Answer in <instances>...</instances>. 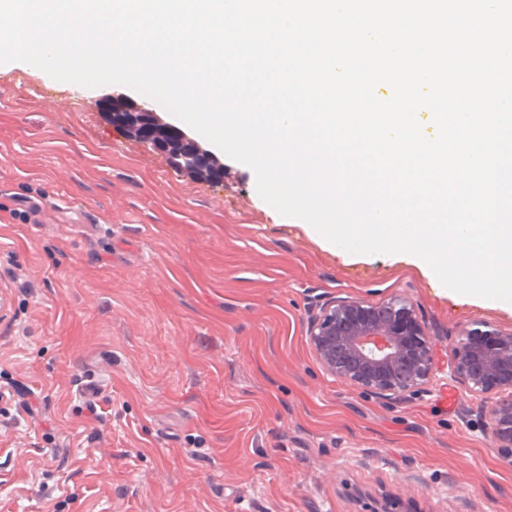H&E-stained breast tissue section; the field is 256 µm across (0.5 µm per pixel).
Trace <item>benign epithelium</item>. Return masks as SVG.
<instances>
[{
	"instance_id": "1",
	"label": "benign epithelium",
	"mask_w": 512,
	"mask_h": 512,
	"mask_svg": "<svg viewBox=\"0 0 512 512\" xmlns=\"http://www.w3.org/2000/svg\"><path fill=\"white\" fill-rule=\"evenodd\" d=\"M308 332L317 362L341 382L387 403L429 390L434 342L405 295L376 304L336 297L320 306ZM448 371L474 398L491 446L512 461V329H463Z\"/></svg>"
}]
</instances>
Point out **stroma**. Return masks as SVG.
<instances>
[{
    "mask_svg": "<svg viewBox=\"0 0 512 512\" xmlns=\"http://www.w3.org/2000/svg\"><path fill=\"white\" fill-rule=\"evenodd\" d=\"M119 102L171 121L122 85L0 66V512H512V464L447 370L384 403L326 375L307 334L329 298L403 293L445 352L512 329V304L327 244L187 127L221 173L176 167L112 124Z\"/></svg>",
    "mask_w": 512,
    "mask_h": 512,
    "instance_id": "1",
    "label": "stroma"
}]
</instances>
